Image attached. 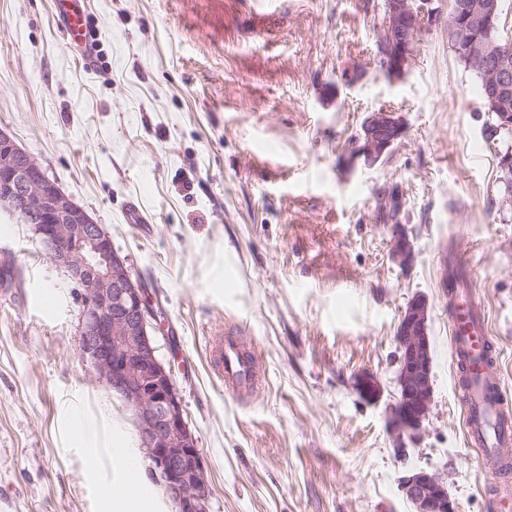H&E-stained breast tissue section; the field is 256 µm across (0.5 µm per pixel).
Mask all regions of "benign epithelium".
Segmentation results:
<instances>
[{
  "label": "benign epithelium",
  "instance_id": "1",
  "mask_svg": "<svg viewBox=\"0 0 512 512\" xmlns=\"http://www.w3.org/2000/svg\"><path fill=\"white\" fill-rule=\"evenodd\" d=\"M382 69L399 78L409 70L423 28L422 8L414 0H385ZM500 0H456L448 12L455 31L454 51L470 68L480 69L487 105L500 128H512L506 98L512 92V47L496 41ZM404 132L397 113H369L347 153L352 166L367 167L388 155ZM32 226L42 252L82 289L79 354L105 387L131 408L149 474L164 487L175 512H209V479L197 439L184 417L170 365L159 356L158 316L141 281L112 246V237L65 194L37 158L0 130V212ZM393 259L406 266L412 249L395 240ZM429 305L417 296L407 303L397 326L398 401L391 409L392 432L416 435L428 419L433 397V356L428 334ZM414 512H456L443 478L420 470L402 479Z\"/></svg>",
  "mask_w": 512,
  "mask_h": 512
}]
</instances>
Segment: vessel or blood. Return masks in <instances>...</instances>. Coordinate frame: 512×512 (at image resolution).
Returning <instances> with one entry per match:
<instances>
[{
    "instance_id": "obj_1",
    "label": "vessel or blood",
    "mask_w": 512,
    "mask_h": 512,
    "mask_svg": "<svg viewBox=\"0 0 512 512\" xmlns=\"http://www.w3.org/2000/svg\"><path fill=\"white\" fill-rule=\"evenodd\" d=\"M56 16L71 44L83 47L86 33L84 0H56ZM449 324L451 357L459 376L469 443L478 446L488 470L502 482L512 481V409L499 394L498 377L492 367L495 354L484 311L475 305L470 289L453 297ZM214 371L231 396L254 391L260 376L254 359L236 341L225 340L212 356Z\"/></svg>"
}]
</instances>
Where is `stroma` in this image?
Returning a JSON list of instances; mask_svg holds the SVG:
<instances>
[{
  "label": "stroma",
  "mask_w": 512,
  "mask_h": 512,
  "mask_svg": "<svg viewBox=\"0 0 512 512\" xmlns=\"http://www.w3.org/2000/svg\"><path fill=\"white\" fill-rule=\"evenodd\" d=\"M384 0H86L104 62L87 67L54 0H0V129L103 224L164 316L184 416L210 482V512H412L402 477L447 481L457 512H495L496 474L465 437L455 389L449 259L499 353L512 407V207L476 80L432 0L416 61L392 80L376 40ZM405 122L375 166L347 168L369 112ZM403 194L397 223L382 192ZM147 225L128 221L130 209ZM412 247L400 266L395 234ZM12 291L0 297V512H113L99 485L151 483L133 416L78 352L81 288L0 213ZM429 303L431 413L415 436L388 425L398 398L400 315ZM254 355L263 385L230 397L211 368L224 338ZM380 396L364 399L356 377ZM90 427L91 457L74 431Z\"/></svg>",
  "instance_id": "1"
}]
</instances>
